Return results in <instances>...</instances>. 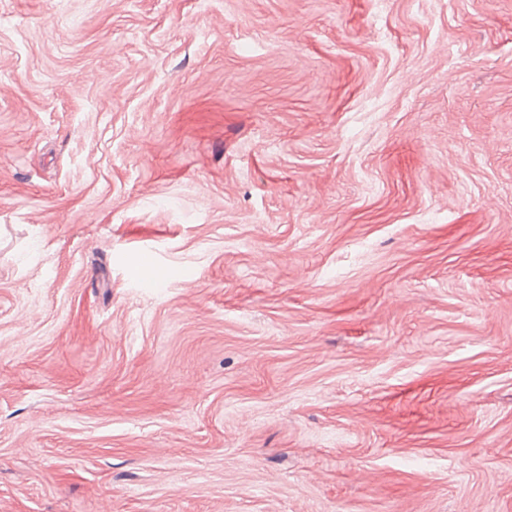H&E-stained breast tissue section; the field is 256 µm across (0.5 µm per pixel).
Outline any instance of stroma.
I'll return each mask as SVG.
<instances>
[{
  "instance_id": "35a3bbf8",
  "label": "stroma",
  "mask_w": 512,
  "mask_h": 512,
  "mask_svg": "<svg viewBox=\"0 0 512 512\" xmlns=\"http://www.w3.org/2000/svg\"><path fill=\"white\" fill-rule=\"evenodd\" d=\"M0 512H512V0H0Z\"/></svg>"
}]
</instances>
